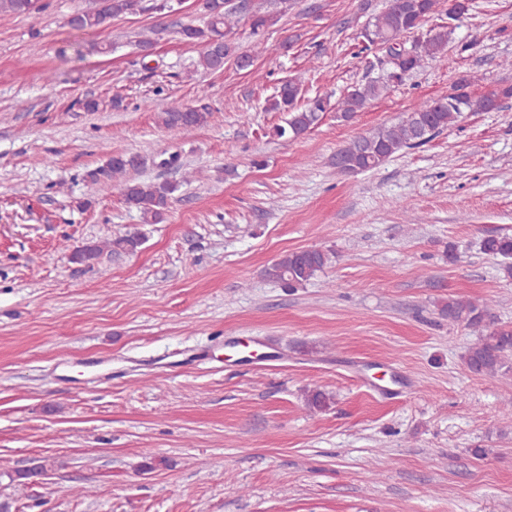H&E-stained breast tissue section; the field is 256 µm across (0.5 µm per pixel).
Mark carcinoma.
Returning a JSON list of instances; mask_svg holds the SVG:
<instances>
[{
	"instance_id": "carcinoma-1",
	"label": "carcinoma",
	"mask_w": 512,
	"mask_h": 512,
	"mask_svg": "<svg viewBox=\"0 0 512 512\" xmlns=\"http://www.w3.org/2000/svg\"><path fill=\"white\" fill-rule=\"evenodd\" d=\"M39 0H0V13L31 14L38 12ZM439 0H389L388 7L370 19L362 35L364 50L379 48L390 57L384 73L376 79L354 87L339 102L341 117L350 119L365 105L385 95L391 87L409 79L426 62L441 59L448 50L454 27L442 25L429 30L424 36L412 40L411 44L401 40L420 28L424 18L434 13ZM168 0H95V5L78 10L68 18L70 27L77 30L101 29L112 19L128 14L163 11ZM206 16L204 26L186 25L179 30L181 37L201 46L197 67L205 72L224 69L229 58L245 61L252 66L249 53H236L231 42L234 28L240 18L250 21L251 35L260 36L276 24L280 12L264 10L250 0H202ZM477 81L476 76L466 74L458 79L453 94L419 102L391 125L379 127L372 133L353 139L335 156L336 168L347 173H362L374 170L396 153L418 147L433 136L455 125L464 112H490L498 107L499 98L512 97V86L504 87L493 96L473 97L468 88ZM301 80L292 77L283 81L269 103V109L288 114L286 125L274 129L278 137L289 135L298 138L316 127L325 112L330 110V101L315 97L303 106ZM207 107L166 109L159 113L162 126L173 134L201 127L208 122ZM175 156L156 159L139 154H116L108 158L101 172L105 180L98 183V191L116 190L123 201L142 214L147 224H160L166 220L174 193L175 182L139 181L127 179L125 175L149 165L171 167ZM144 236L139 232L119 235L102 242H87L74 250L71 260L86 267L93 266L104 253L111 255L132 254L143 244ZM481 250L490 256L512 260V237L490 235L481 241ZM332 252L313 248L289 251L264 269V276L286 288L306 284L331 262ZM439 315L452 324L462 325L476 336L467 349L463 360L473 374L494 377L512 371V328L497 321L491 302L473 301L450 296L441 301ZM331 395L323 390H312L306 395V406L313 411L329 408Z\"/></svg>"
}]
</instances>
